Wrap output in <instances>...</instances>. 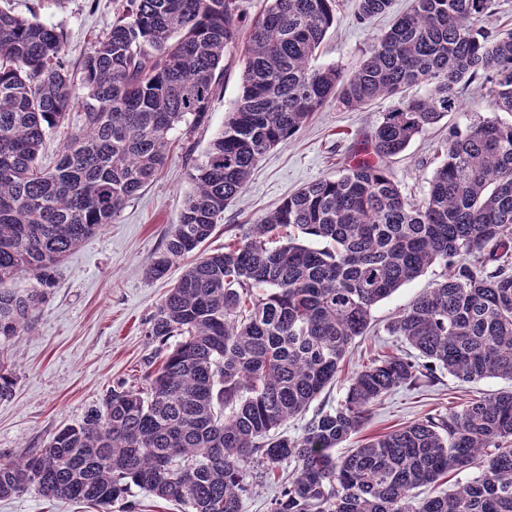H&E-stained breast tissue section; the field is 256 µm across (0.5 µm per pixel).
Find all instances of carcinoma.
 Listing matches in <instances>:
<instances>
[{
	"label": "carcinoma",
	"mask_w": 512,
	"mask_h": 512,
	"mask_svg": "<svg viewBox=\"0 0 512 512\" xmlns=\"http://www.w3.org/2000/svg\"><path fill=\"white\" fill-rule=\"evenodd\" d=\"M0 4V397L12 393L4 343L22 335L61 260L112 223L164 165L170 134L205 122L224 57L240 53L242 93L205 155L152 278L189 255L148 336L166 348L138 389H113L41 451L0 460V497L33 489L61 501L112 505L130 485L190 508L243 512V494L292 472L270 512H512V388L460 411L375 437L343 456L371 407L435 370L466 381H512V122L452 131L423 197L412 201L386 162L464 103L480 77L512 114V32L474 28L494 0H413L351 73L314 60L338 0H266L249 24L238 0H115L112 26L80 75L56 27ZM391 0H360L367 25ZM415 86L424 93L410 95ZM395 100L360 154L206 253L224 209L272 148L330 102L360 110ZM68 132L54 165L53 135ZM288 230L285 243L272 235ZM439 263L442 280L387 324L417 351L386 356L350 379L293 437L337 379L371 311ZM472 473L451 493L415 490Z\"/></svg>",
	"instance_id": "carcinoma-1"
}]
</instances>
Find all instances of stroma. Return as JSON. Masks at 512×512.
I'll return each mask as SVG.
<instances>
[{
    "label": "stroma",
    "instance_id": "1",
    "mask_svg": "<svg viewBox=\"0 0 512 512\" xmlns=\"http://www.w3.org/2000/svg\"><path fill=\"white\" fill-rule=\"evenodd\" d=\"M112 2L12 0L11 6L20 15L37 16L60 29L69 66L76 70L85 52L111 27ZM358 5L359 0H340L334 26L318 52L319 64L347 72L357 68L374 37L409 11L412 0H393L389 12L366 27L357 22ZM241 73L238 57L228 56L205 123L188 136L173 132L167 161L155 180L127 202L113 223L63 258L29 329L7 343L15 385L11 395L0 398V459L39 451L58 429L80 422L90 407L101 404L110 390L142 386L145 374L158 366L161 346L148 336L149 322L186 263L178 261L161 279L150 278L146 265L162 252L167 233L179 220L191 189L192 161L204 154L222 129L241 93ZM462 98V111L449 113L390 160L388 171L407 197L417 200L425 193L451 129L493 115L512 121V114L494 113L480 81L467 84ZM392 105L389 98L378 99L364 110L331 103L313 113L291 140L262 158L243 195L225 209L204 250L223 251L225 244L289 195L348 166ZM444 273L442 265H433L373 308L367 335L356 340L338 382L322 394V401L340 402L349 376L361 365L404 352V344L387 334L386 324ZM507 386L501 379L465 382L436 372L434 379L417 387L399 388L384 396L373 406L364 427L342 448L347 451L428 416L461 410L469 401ZM0 512H185V508L132 486L125 499L105 511L31 490L0 498Z\"/></svg>",
    "mask_w": 512,
    "mask_h": 512
}]
</instances>
